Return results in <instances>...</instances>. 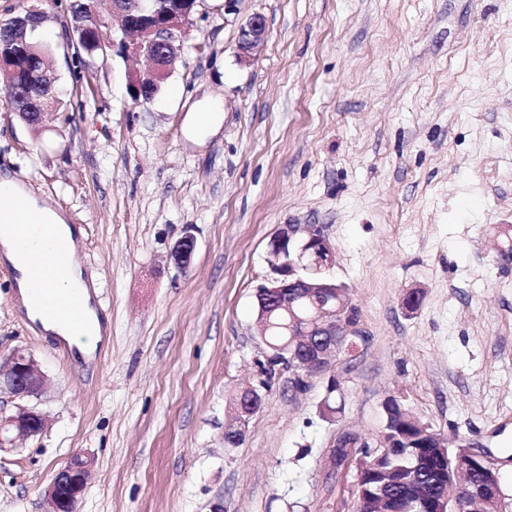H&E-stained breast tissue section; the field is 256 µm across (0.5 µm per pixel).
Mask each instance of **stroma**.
Wrapping results in <instances>:
<instances>
[{"instance_id": "35a3bbf8", "label": "stroma", "mask_w": 512, "mask_h": 512, "mask_svg": "<svg viewBox=\"0 0 512 512\" xmlns=\"http://www.w3.org/2000/svg\"><path fill=\"white\" fill-rule=\"evenodd\" d=\"M254 14L268 34L244 64ZM65 20L47 27L66 113L35 128L0 112V175L86 226L78 264L109 330L72 364L25 323L0 257V360L25 350L50 379L46 430L0 452V512H49L77 452L94 460L77 512H354L336 439L375 440L389 397L492 456L512 512V262L493 244L512 226V0H204L152 103L127 89L148 62L112 49L84 112ZM209 97L222 126L198 145L186 117ZM285 224L321 225L358 313L332 419L326 378L262 371L255 294ZM187 233L183 269L169 252ZM249 386L261 406L225 446Z\"/></svg>"}]
</instances>
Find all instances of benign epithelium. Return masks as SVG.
Instances as JSON below:
<instances>
[{"mask_svg": "<svg viewBox=\"0 0 512 512\" xmlns=\"http://www.w3.org/2000/svg\"><path fill=\"white\" fill-rule=\"evenodd\" d=\"M129 0H112V15L126 19L134 37L120 40L122 52L128 57L145 56L152 68L145 74L133 73L129 77L128 91L143 103L153 101L161 83L167 79L180 56L182 34L192 15L203 0H167L157 8L128 7ZM67 29L69 46L78 47L85 43V34L89 24L85 17L72 10L67 11ZM19 24L13 18L0 21V73L12 72L11 60L15 51L26 55L40 52L38 45L19 36ZM266 37V23L262 16L250 17L240 27L238 57L242 62L250 61ZM27 95L31 111L22 113L26 123L44 125L55 119L56 97L52 90H44L39 84L29 86ZM297 226L285 224L269 243L267 262L276 277L260 287L256 294V328L258 334L266 335L268 316L275 309L288 311V344L302 355L293 365L296 371L294 381L300 385L305 376H321L333 370V362L343 351L338 345V337L355 335V327L342 319V308L336 306V296L341 288L333 279L316 269L308 274L307 261L312 257L320 259L323 265H332L333 250L318 225L305 227V237L296 238ZM194 251L191 237L181 238L173 247L170 257L180 267H187ZM318 296L323 303L317 306L314 316L304 319L294 314L296 298ZM0 386L5 387L20 403L10 413L0 412V451L15 447L18 441H26L43 433L47 419L45 414L34 406L26 404L31 398L39 397L48 387V378L35 358L23 351L14 352L9 358L0 361ZM261 404L259 392L254 387L245 389L237 401V418L231 429L224 432L228 443L240 441L245 436L246 416L255 412ZM418 438L437 440L435 455L443 460L453 453L467 459L478 477L467 489V494L476 499L492 497L502 501L498 473L492 471L487 463L489 455L458 448L453 451L443 438L427 424L419 425ZM369 447L368 442L358 436H341L336 443V461L340 464L357 458L354 462L356 476L362 477L364 455L354 456L351 448ZM92 458L76 454L66 465L59 468L47 487L46 495L52 512H67V493H82L93 477ZM397 512H456L455 506L446 496L430 499L426 502L402 501Z\"/></svg>", "mask_w": 512, "mask_h": 512, "instance_id": "obj_1", "label": "benign epithelium"}]
</instances>
